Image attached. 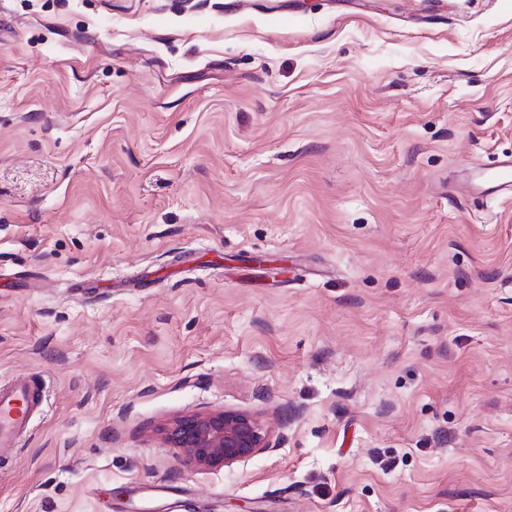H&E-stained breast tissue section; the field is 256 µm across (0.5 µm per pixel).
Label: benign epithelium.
I'll list each match as a JSON object with an SVG mask.
<instances>
[{"instance_id":"obj_1","label":"benign epithelium","mask_w":512,"mask_h":512,"mask_svg":"<svg viewBox=\"0 0 512 512\" xmlns=\"http://www.w3.org/2000/svg\"><path fill=\"white\" fill-rule=\"evenodd\" d=\"M157 433L183 466L198 471L244 463L270 448L264 423L234 410L181 416L159 426Z\"/></svg>"}]
</instances>
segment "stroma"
<instances>
[{
    "instance_id": "obj_1",
    "label": "stroma",
    "mask_w": 512,
    "mask_h": 512,
    "mask_svg": "<svg viewBox=\"0 0 512 512\" xmlns=\"http://www.w3.org/2000/svg\"><path fill=\"white\" fill-rule=\"evenodd\" d=\"M506 156L512 0H0V512H512ZM484 189L479 193L493 196L512 195V159L502 160L491 174L477 182ZM42 403L41 385L33 379L0 383V454L18 447ZM157 433L184 467L198 471L244 463L271 448L264 423L234 410L181 416L160 425Z\"/></svg>"
}]
</instances>
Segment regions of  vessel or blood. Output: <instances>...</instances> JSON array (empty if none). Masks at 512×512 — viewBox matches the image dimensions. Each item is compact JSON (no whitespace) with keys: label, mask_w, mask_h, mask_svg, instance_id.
Returning <instances> with one entry per match:
<instances>
[{"label":"vessel or blood","mask_w":512,"mask_h":512,"mask_svg":"<svg viewBox=\"0 0 512 512\" xmlns=\"http://www.w3.org/2000/svg\"><path fill=\"white\" fill-rule=\"evenodd\" d=\"M480 185L493 196L512 195V159L502 160ZM42 403L41 385L35 380L0 383V454L17 448Z\"/></svg>","instance_id":"1"}]
</instances>
